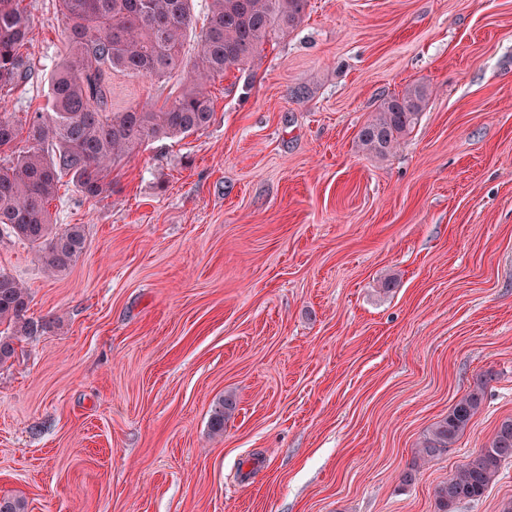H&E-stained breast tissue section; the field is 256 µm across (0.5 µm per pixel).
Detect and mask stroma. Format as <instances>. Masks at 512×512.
<instances>
[{
    "label": "stroma",
    "instance_id": "stroma-1",
    "mask_svg": "<svg viewBox=\"0 0 512 512\" xmlns=\"http://www.w3.org/2000/svg\"><path fill=\"white\" fill-rule=\"evenodd\" d=\"M24 4L33 74L0 96L19 119L48 111L69 52L57 0ZM412 83L429 92L414 129L363 152L361 126ZM180 86L114 73L112 109ZM207 89L209 128L146 142L111 191L62 180L53 217L87 238L68 270L0 231V269L46 324L0 366V497L434 512L435 488L512 417V0H309ZM480 379L466 431L404 483Z\"/></svg>",
    "mask_w": 512,
    "mask_h": 512
}]
</instances>
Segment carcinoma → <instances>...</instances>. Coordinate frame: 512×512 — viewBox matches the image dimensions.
Returning a JSON list of instances; mask_svg holds the SVG:
<instances>
[{
  "label": "carcinoma",
  "mask_w": 512,
  "mask_h": 512,
  "mask_svg": "<svg viewBox=\"0 0 512 512\" xmlns=\"http://www.w3.org/2000/svg\"><path fill=\"white\" fill-rule=\"evenodd\" d=\"M23 0H0V90L15 88L31 73L23 56L30 14ZM192 0H59L70 48L50 75V111L24 120L0 113V226L36 249L50 273L67 270L86 249L84 226L54 223L50 203L65 176L87 198L109 191L112 168L148 141L184 138L207 129L214 103L206 85L228 72H243L272 35L298 26L308 0H210L200 51L184 64V41L192 26ZM186 70L182 91L169 103L112 111V72L161 79ZM427 88L413 84L381 101L357 134L360 149L385 156L417 124ZM26 135L28 146L13 150ZM27 289L0 270V365L15 353L14 341L31 337L43 322L27 317ZM484 383L476 384L429 429L416 449L410 482L421 465L451 447L479 409ZM233 400L212 409L213 433L224 432ZM512 460V418L504 419L488 444L472 452L448 481L435 489L436 512H455L480 500Z\"/></svg>",
  "instance_id": "1"
}]
</instances>
